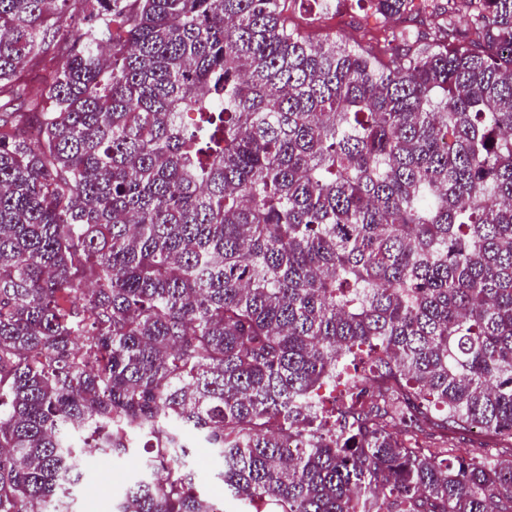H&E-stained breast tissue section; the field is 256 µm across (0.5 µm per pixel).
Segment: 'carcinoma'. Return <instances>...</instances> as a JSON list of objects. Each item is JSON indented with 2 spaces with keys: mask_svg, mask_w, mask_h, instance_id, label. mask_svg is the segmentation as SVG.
I'll return each mask as SVG.
<instances>
[{
  "mask_svg": "<svg viewBox=\"0 0 512 512\" xmlns=\"http://www.w3.org/2000/svg\"><path fill=\"white\" fill-rule=\"evenodd\" d=\"M68 2L0 0V512H70L93 451L141 454L116 512H224L194 436L268 512H512L447 439L512 451V0L381 46L81 0L57 61ZM56 16V27H60V33L54 40L56 44V50L60 54L65 53V48L68 43V38L72 31H76L82 26V6L79 0H74L69 3L68 11L57 19ZM62 34H65L64 36ZM67 38V39H66ZM453 443L456 448H461L465 451L466 449L474 448H495L497 442L489 435H479L468 431H461L455 434ZM194 446L191 470L197 491L224 501V484L217 479V473L222 468L221 459L212 448H206L203 443H196Z\"/></svg>",
  "mask_w": 512,
  "mask_h": 512,
  "instance_id": "cac0c4a2",
  "label": "carcinoma"
}]
</instances>
